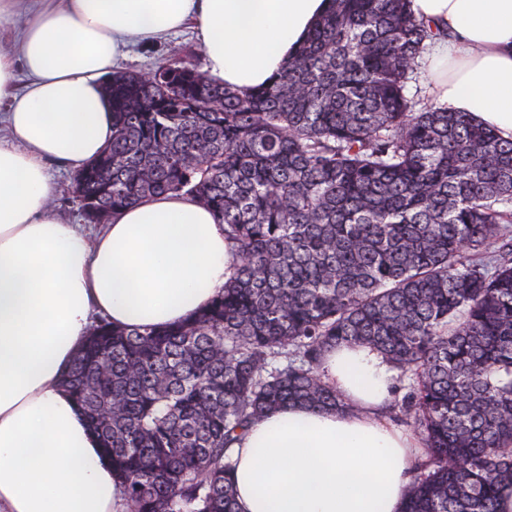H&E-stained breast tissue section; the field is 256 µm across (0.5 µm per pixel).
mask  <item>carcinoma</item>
Segmentation results:
<instances>
[{
	"label": "carcinoma",
	"mask_w": 512,
	"mask_h": 512,
	"mask_svg": "<svg viewBox=\"0 0 512 512\" xmlns=\"http://www.w3.org/2000/svg\"><path fill=\"white\" fill-rule=\"evenodd\" d=\"M410 2L329 0L251 93L182 59L108 82L112 143L74 177L85 221L179 194L214 212L233 257L195 318L99 319L63 376L128 512H236L232 445L288 402L341 407L318 369L343 342L387 358L424 437L402 512H498L512 484V140L407 97L433 38Z\"/></svg>",
	"instance_id": "cac0c4a2"
}]
</instances>
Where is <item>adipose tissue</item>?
<instances>
[{
	"mask_svg": "<svg viewBox=\"0 0 512 512\" xmlns=\"http://www.w3.org/2000/svg\"><path fill=\"white\" fill-rule=\"evenodd\" d=\"M327 0H35L16 25L0 0V512H125L112 464L61 375L95 316L117 327L186 322L223 288L224 227L183 196L148 197L86 232L54 208L48 162L82 169L112 140L104 87L131 46L193 25L209 79L269 84ZM437 37L427 89L512 140V0H412ZM25 84H18V74ZM323 381L341 409L290 403L235 443L237 512H401L424 442L384 412L397 372L340 344Z\"/></svg>",
	"mask_w": 512,
	"mask_h": 512,
	"instance_id": "ef3b65f1",
	"label": "adipose tissue"
}]
</instances>
